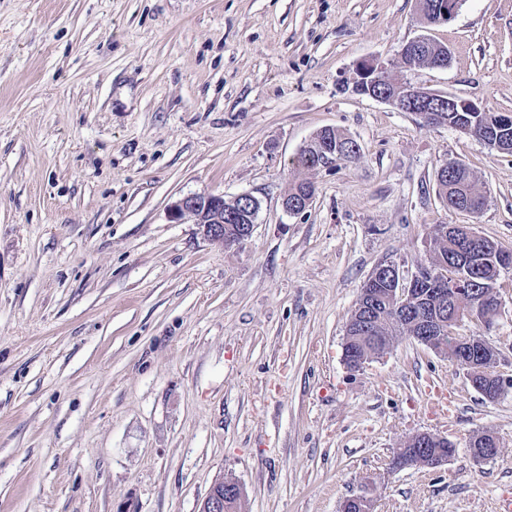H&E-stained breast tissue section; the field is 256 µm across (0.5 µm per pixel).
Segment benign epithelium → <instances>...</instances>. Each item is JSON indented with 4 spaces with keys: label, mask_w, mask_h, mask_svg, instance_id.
Instances as JSON below:
<instances>
[{
    "label": "benign epithelium",
    "mask_w": 512,
    "mask_h": 512,
    "mask_svg": "<svg viewBox=\"0 0 512 512\" xmlns=\"http://www.w3.org/2000/svg\"><path fill=\"white\" fill-rule=\"evenodd\" d=\"M427 14L426 23L430 26L443 25L458 11V0H429L423 4ZM390 69L377 58H365L356 63L352 79L353 90L375 100L392 106L399 112H411L425 122L439 124V112H482L484 108L473 102L456 96L428 90L407 80L399 81L400 90L396 93L385 91L392 84ZM240 202L236 215L224 216V195L221 193L188 194L175 201L170 209V218L179 222L185 216H191L199 224L204 237L214 243L224 244V219L238 218L244 221L235 233L234 242L238 243L251 236L255 227V218L259 201L249 195L237 196ZM424 266L420 265L409 276H404L399 267L388 262L378 268L366 281L368 288L381 278L390 285L391 305L401 314L413 310L420 303V288ZM438 283L448 288V302L456 307L455 312L444 320L440 317L424 316L417 321L418 328L412 332L413 338L434 351L451 348L454 358L469 369L473 387H478L476 377L485 372L498 374V359L489 356V343L471 334L459 332L466 320H477L483 324L492 322L499 313L498 300L486 296V303L470 304L468 279L462 273L441 272ZM240 486L231 479H218L210 487L198 512H227L228 500L241 499Z\"/></svg>",
    "instance_id": "obj_1"
}]
</instances>
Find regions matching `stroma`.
Returning <instances> with one entry per match:
<instances>
[{
	"instance_id": "1",
	"label": "stroma",
	"mask_w": 512,
	"mask_h": 512,
	"mask_svg": "<svg viewBox=\"0 0 512 512\" xmlns=\"http://www.w3.org/2000/svg\"><path fill=\"white\" fill-rule=\"evenodd\" d=\"M447 67L412 83L512 112V0H0V512H198L217 478L241 512H497L512 500V269L492 327L508 386L486 400L450 355L398 337L351 370L346 326L384 261L429 262L441 224L512 250V154L353 91L418 35ZM360 156L296 159L321 129ZM487 190L448 208L437 171ZM315 188L285 211L292 182ZM249 194L248 239L209 242L187 194ZM489 430L497 456L469 442ZM456 446L389 464L409 437ZM427 14L426 23L430 26L443 25L454 17L458 11L459 2L456 0H429L422 4ZM461 168H454L448 162L440 167L438 175V194L448 208L479 213L486 202V195L470 168L461 163Z\"/></svg>"
}]
</instances>
